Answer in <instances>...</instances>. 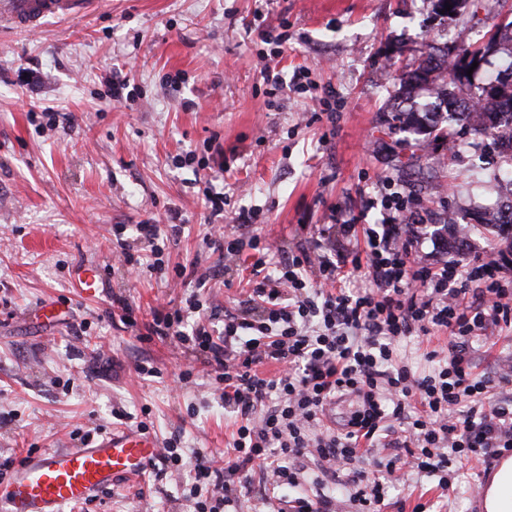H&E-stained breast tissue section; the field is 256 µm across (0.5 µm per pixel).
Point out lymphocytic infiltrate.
I'll return each mask as SVG.
<instances>
[{
	"label": "lymphocytic infiltrate",
	"instance_id": "lymphocytic-infiltrate-1",
	"mask_svg": "<svg viewBox=\"0 0 512 512\" xmlns=\"http://www.w3.org/2000/svg\"><path fill=\"white\" fill-rule=\"evenodd\" d=\"M381 205L387 216L360 229L365 248L351 271L317 243L280 258L242 313L225 316L221 341L203 328L185 332L201 308L197 297L155 311L150 333L206 353L223 371L224 408L238 418L224 481L197 512H232L241 494L234 477L251 465L262 471V501L278 512H337L335 497L307 492L309 458L366 512H383L406 471L437 477L445 491L454 462L512 452V367L485 378L471 357L489 327L512 328V278H502L492 251L464 266L418 263L403 194L387 193ZM357 271L365 283L354 287ZM415 334L448 338L425 352L431 371L393 355L396 342ZM265 363L279 365L278 375L260 373ZM347 395L358 398L357 410L340 429L322 427L327 407ZM260 406L264 415L254 417Z\"/></svg>",
	"mask_w": 512,
	"mask_h": 512
}]
</instances>
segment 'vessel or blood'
<instances>
[{
  "instance_id": "obj_1",
  "label": "vessel or blood",
  "mask_w": 512,
  "mask_h": 512,
  "mask_svg": "<svg viewBox=\"0 0 512 512\" xmlns=\"http://www.w3.org/2000/svg\"><path fill=\"white\" fill-rule=\"evenodd\" d=\"M86 0H0V16L19 28L42 20L80 13ZM156 440L121 430L93 446L47 449L29 456L14 476L0 483V512H62L86 500L120 477L135 475L157 454Z\"/></svg>"
}]
</instances>
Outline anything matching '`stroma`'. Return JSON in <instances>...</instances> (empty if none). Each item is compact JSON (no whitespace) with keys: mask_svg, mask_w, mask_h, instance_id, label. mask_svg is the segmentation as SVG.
<instances>
[{"mask_svg":"<svg viewBox=\"0 0 512 512\" xmlns=\"http://www.w3.org/2000/svg\"><path fill=\"white\" fill-rule=\"evenodd\" d=\"M511 10L480 0L476 13L442 23L429 0H89L81 16L33 30L0 19V478L5 459L93 445L143 422L158 442L176 440L182 465L153 460L148 476L123 478L71 512H194L191 472L201 459L223 467L235 416L205 354L149 326L155 309L196 292L193 321L223 327V312H237L250 283L274 270L256 265L252 238L285 256L318 236L351 260L356 241L334 222L381 223L391 181L418 218L425 263L488 251L512 259L497 233L472 223L476 209L506 202L493 178L497 146L477 149L455 122V150L432 142L407 167L400 134L382 123L423 39L443 46L463 28L478 39L487 17ZM273 57L304 77L268 92L261 72ZM115 68L132 88L121 103L106 81ZM189 151L201 165L176 167ZM200 179L223 185L225 222L254 212L241 252L212 244ZM172 210L184 229L153 255L133 227ZM451 211L467 236L443 232ZM119 237L144 258L138 277L112 263ZM81 264L99 272L96 296L73 286ZM206 271L212 279L197 288ZM46 303L65 307L64 320H37ZM472 357L477 374L494 375L512 363V331L475 341ZM494 470L465 463L445 493L437 478L410 474L387 512L442 493L450 512H484L470 486Z\"/></svg>","mask_w":512,"mask_h":512,"instance_id":"1","label":"stroma"}]
</instances>
